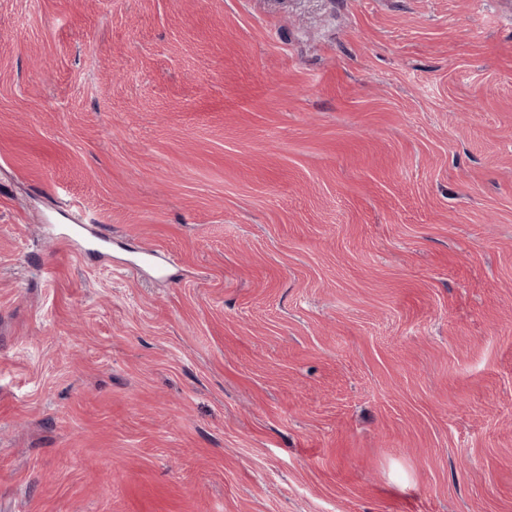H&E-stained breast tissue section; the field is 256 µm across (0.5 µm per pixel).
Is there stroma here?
<instances>
[{"label":"stroma","instance_id":"35a3bbf8","mask_svg":"<svg viewBox=\"0 0 512 512\" xmlns=\"http://www.w3.org/2000/svg\"><path fill=\"white\" fill-rule=\"evenodd\" d=\"M0 512H512V0H0Z\"/></svg>","mask_w":512,"mask_h":512}]
</instances>
